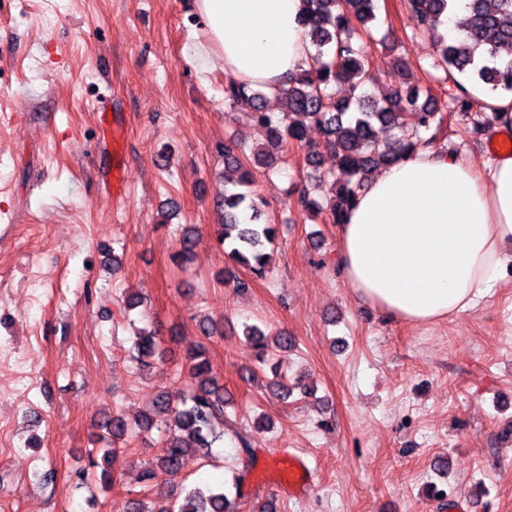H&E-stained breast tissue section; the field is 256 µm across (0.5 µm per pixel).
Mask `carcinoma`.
Segmentation results:
<instances>
[{
    "label": "carcinoma",
    "mask_w": 512,
    "mask_h": 512,
    "mask_svg": "<svg viewBox=\"0 0 512 512\" xmlns=\"http://www.w3.org/2000/svg\"><path fill=\"white\" fill-rule=\"evenodd\" d=\"M313 8L303 18L306 35L315 54L309 67L297 73L288 87L281 89L280 113L266 109V93L231 76L224 83V101L249 112L253 122L263 126L268 149L246 155L233 139L224 141V165L238 176L228 181L222 207L224 217L217 225L218 243L235 264L254 277H266L270 254L265 245L279 233V225L262 220V210L251 191L253 169L268 165L290 147L302 148L311 172L295 185L292 194L298 207L324 216L329 224H341L372 171L403 160L410 152L428 146L420 130L440 127L445 105L465 121L467 133L485 134L491 119L473 115L474 99L460 82L438 99L430 91L407 82L403 63L390 72L391 89L376 99L369 94L373 81L370 54L377 40L373 29L377 20V0H310ZM413 34L432 42L431 67L446 73L456 70L477 77L491 91L512 92V60L500 63L501 51L512 50V0H470L472 24L462 37L439 33L441 17L450 0H405ZM317 126L336 160V171L322 175L317 151L307 144L306 129ZM137 296L128 297L119 307L121 319L132 329V358L142 368L162 359L164 349L157 334L135 326L130 312L140 306ZM243 335L258 361L270 366L277 388H285L281 372L283 354L293 346V337L282 332L272 338L253 325H244ZM191 387L186 392H159L148 413L136 427L164 434L167 452L153 467L142 472L141 497L127 502L125 512H225L230 504L221 487H165L177 476L186 456L207 458L214 445L224 439L217 427L229 422L232 399L224 395V385L213 375L204 347L186 356ZM112 441L122 440L132 428L119 415L100 423ZM106 466L99 481L104 487L116 482L118 449L103 453Z\"/></svg>",
    "instance_id": "1"
}]
</instances>
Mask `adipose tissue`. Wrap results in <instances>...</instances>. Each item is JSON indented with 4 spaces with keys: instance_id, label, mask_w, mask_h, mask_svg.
<instances>
[{
    "instance_id": "ef3b65f1",
    "label": "adipose tissue",
    "mask_w": 512,
    "mask_h": 512,
    "mask_svg": "<svg viewBox=\"0 0 512 512\" xmlns=\"http://www.w3.org/2000/svg\"><path fill=\"white\" fill-rule=\"evenodd\" d=\"M303 0H195L210 34L201 70L275 94L312 47ZM512 155L475 167L432 147L382 168L338 227V268L357 298L387 319L436 324L474 310L512 253Z\"/></svg>"
}]
</instances>
